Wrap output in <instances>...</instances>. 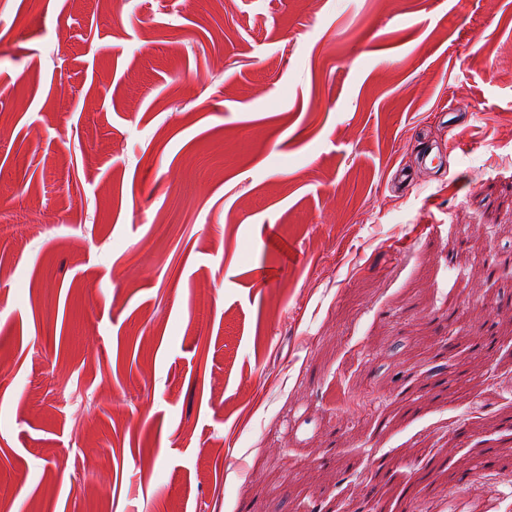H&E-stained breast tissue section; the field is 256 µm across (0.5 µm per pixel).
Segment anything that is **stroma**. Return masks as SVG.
I'll use <instances>...</instances> for the list:
<instances>
[{
    "instance_id": "35a3bbf8",
    "label": "stroma",
    "mask_w": 512,
    "mask_h": 512,
    "mask_svg": "<svg viewBox=\"0 0 512 512\" xmlns=\"http://www.w3.org/2000/svg\"><path fill=\"white\" fill-rule=\"evenodd\" d=\"M33 206L0 512H512V0H0ZM489 491L484 484H478L473 485L467 493L455 496L459 505L457 511L482 512L486 502L484 497L488 496Z\"/></svg>"
}]
</instances>
